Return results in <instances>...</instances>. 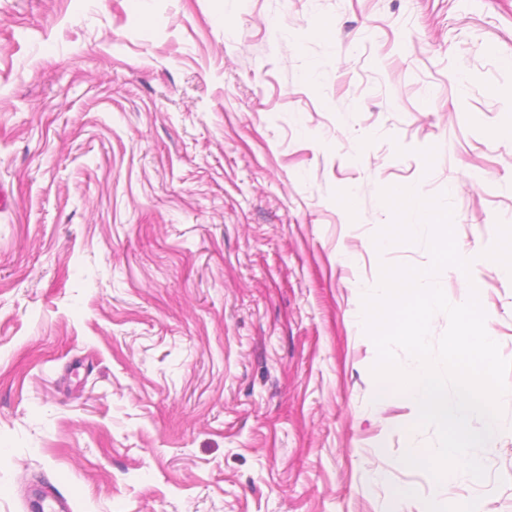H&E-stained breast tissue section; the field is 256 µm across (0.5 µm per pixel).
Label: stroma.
Segmentation results:
<instances>
[{
	"label": "stroma",
	"mask_w": 512,
	"mask_h": 512,
	"mask_svg": "<svg viewBox=\"0 0 512 512\" xmlns=\"http://www.w3.org/2000/svg\"><path fill=\"white\" fill-rule=\"evenodd\" d=\"M512 0H0V512H512L405 466L363 289L380 192L447 193L512 360Z\"/></svg>",
	"instance_id": "obj_1"
}]
</instances>
